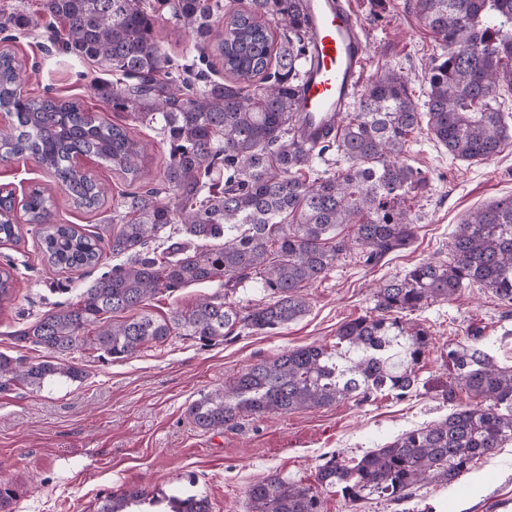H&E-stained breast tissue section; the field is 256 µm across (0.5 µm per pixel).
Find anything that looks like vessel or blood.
Masks as SVG:
<instances>
[{"instance_id": "1", "label": "vessel or blood", "mask_w": 512, "mask_h": 512, "mask_svg": "<svg viewBox=\"0 0 512 512\" xmlns=\"http://www.w3.org/2000/svg\"><path fill=\"white\" fill-rule=\"evenodd\" d=\"M315 61L301 87V124L307 141L324 138L325 116L342 118L360 87L367 44L349 0H305Z\"/></svg>"}]
</instances>
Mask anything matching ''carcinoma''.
I'll list each match as a JSON object with an SVG mask.
<instances>
[{
  "label": "carcinoma",
  "instance_id": "cac0c4a2",
  "mask_svg": "<svg viewBox=\"0 0 512 512\" xmlns=\"http://www.w3.org/2000/svg\"><path fill=\"white\" fill-rule=\"evenodd\" d=\"M415 9L441 50L430 61L423 106L401 71L384 68L344 113L336 136L318 146L298 131L309 41L303 0H247L243 10L224 8V0H40L33 13H8L0 25L46 30L57 50L99 67L93 94L114 112L159 126L169 153L163 184L129 193L119 223L100 232L53 223L52 196L29 194L24 223L34 226L49 265L94 268L106 251L122 261L14 332L46 355L0 353V390L82 381L85 371L66 363L82 347L118 361L173 336L206 345L238 326L273 332L306 312L304 288L348 250L375 265L411 247L415 216L404 202L427 178L401 159L410 135L424 120L452 157L487 160L509 139L499 99L501 89L512 92V0H415ZM163 13L193 34L199 59L218 57L228 77L171 58L156 29ZM271 20L283 27L276 48ZM24 84L22 66L1 51L0 112L12 118L0 130L1 158L32 157L77 208L96 209L101 197L97 183L72 164L77 155L136 180L144 146L126 126L94 116L77 100L31 99ZM328 151L342 168L306 178ZM19 232L12 206L0 201V240L16 241ZM163 237L171 239L166 249H148ZM215 280L224 281V293L198 299L187 312L158 319L145 311L159 295ZM246 281L259 284L267 301L245 309L228 302ZM475 285L512 304V195L458 225L449 260L421 262L379 286L371 311L337 329L342 351L284 349L194 400L187 418L199 430L219 431L245 415L366 402L385 392L405 398L417 388L432 345L430 331L405 321L406 313ZM13 293L10 268H0V303ZM446 358L448 416L360 456L332 454L318 465L313 485L272 474L248 490L250 512H321V488L353 506L374 496L408 501L420 484L450 486L512 444V365L494 361L476 331ZM459 390L470 402L454 403ZM145 509L210 512V505L195 495L133 487L105 499L99 512Z\"/></svg>",
  "mask_w": 512,
  "mask_h": 512
}]
</instances>
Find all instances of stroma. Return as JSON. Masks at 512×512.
<instances>
[{
  "label": "stroma",
  "instance_id": "obj_1",
  "mask_svg": "<svg viewBox=\"0 0 512 512\" xmlns=\"http://www.w3.org/2000/svg\"><path fill=\"white\" fill-rule=\"evenodd\" d=\"M350 2L370 49L365 78L385 67L400 69L411 80L415 101L424 102L423 67L436 47L413 0ZM49 47L43 33L0 32V50L10 51L31 72L28 96L77 99L94 115L127 126L148 145L140 183L162 182L168 145L159 129L110 111L90 93L93 65ZM403 159L428 179L424 192L406 198L417 219L414 246L375 266L364 265L356 253L343 255L309 286L307 312L277 332L238 329L209 346L176 336L122 361L105 362L82 350L69 361L86 371L84 381L59 382L39 392L19 385L0 391V483L14 491L12 512H98L108 496L131 487L199 494L208 498L212 512H249V487L270 474L309 485L333 452L358 456L402 431L448 415L452 405L442 397L449 382L444 355L465 340L468 330L480 328L495 342L499 364H512V306L473 287L457 300L411 313V321L427 327L433 337L412 396L380 395L364 403L247 417L212 432L188 422L192 401L249 366L286 348L334 346L337 327L373 307L376 284L403 277L420 261L448 259L458 224L474 210L512 195V138L493 158L465 162L452 158L422 125L411 135ZM80 168L107 190L99 208H75L30 157L0 160V196L11 195L19 216L28 192L42 188L54 197L55 223L94 231L118 211L132 180L94 157H82ZM6 264L13 267L14 294L0 303V352L31 357L34 349L17 342L14 331L61 301L56 284L80 290L109 270L113 259L104 256L88 271L51 267L33 227L25 224L19 242H0V265ZM221 289L217 281L192 285L152 299L147 309L167 317ZM498 497L512 498V446L482 458L453 485L422 486L407 504L373 499L353 506L335 493L321 494L323 512H491L490 503Z\"/></svg>",
  "mask_w": 512,
  "mask_h": 512
}]
</instances>
